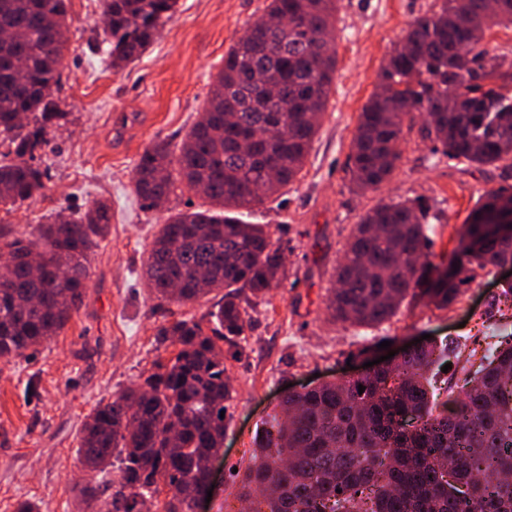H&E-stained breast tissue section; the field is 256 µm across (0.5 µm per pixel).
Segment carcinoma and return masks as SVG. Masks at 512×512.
Segmentation results:
<instances>
[{
	"instance_id": "obj_1",
	"label": "carcinoma",
	"mask_w": 512,
	"mask_h": 512,
	"mask_svg": "<svg viewBox=\"0 0 512 512\" xmlns=\"http://www.w3.org/2000/svg\"><path fill=\"white\" fill-rule=\"evenodd\" d=\"M99 34L112 65L139 58L177 0H102ZM416 19L381 69L351 143L352 179L376 190L400 159L406 121L427 117L432 151L490 166L512 158V74L485 48L486 31L512 27V0H440ZM337 0H270L224 55L179 155L158 142L134 175L149 205L179 186L210 208L168 216L145 263L156 298L185 303L224 291L210 312L213 335L180 319L158 330L177 351L143 382L98 405L82 428L89 473L116 468L81 489L96 512H135L171 493L162 512H194L207 451L223 447L220 412L232 392L224 349L239 353L249 323L242 303L287 279L282 246L238 210L295 181L326 110L336 57L328 38ZM0 208L41 192L43 172L23 160L49 144L65 116L50 98L68 45L67 0H0ZM111 206L62 212L39 237L0 242V359L50 341L81 307L88 256L109 232ZM512 193L485 194L458 230L448 263L430 252L427 214L413 200L381 202L353 225L327 301L331 319L362 326L389 320L404 300L455 302L476 272L512 262ZM38 258L39 273L31 259ZM459 342H426L349 381L291 391L254 438L252 463L233 474L249 512H512V344L460 367L461 390L442 403L430 388ZM365 387L364 392L358 386Z\"/></svg>"
}]
</instances>
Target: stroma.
<instances>
[{
    "instance_id": "35a3bbf8",
    "label": "stroma",
    "mask_w": 512,
    "mask_h": 512,
    "mask_svg": "<svg viewBox=\"0 0 512 512\" xmlns=\"http://www.w3.org/2000/svg\"><path fill=\"white\" fill-rule=\"evenodd\" d=\"M435 0H339L334 47L336 77L328 107L304 167L281 195L244 211L243 220L266 224L285 247L288 277L249 307L251 325L241 352L225 354L232 386L224 446L213 463L214 489L201 512H243L229 478L250 461L254 435L288 389L355 377L392 350L421 335L439 342L459 337L483 343L487 326L495 340L512 341V298L502 295V271L464 285L448 308L402 305L372 327L332 322L326 301L332 274L359 216L390 199H411L440 213L431 225L433 253L458 245V231L485 193L512 186V161L478 167L433 153L425 121L405 124L401 158L379 190L355 192L350 147L359 114L377 75L409 25ZM269 0H178L142 57L109 66L96 31L102 6L82 10L69 2L70 49L53 92L64 113L49 130L50 144L33 163L44 189L11 211L0 225L35 237L48 216L83 213L95 201L112 204L107 238L90 258L80 310L46 344L0 360V512L25 501L40 512H77V489L88 475L80 463L79 433L99 403L134 387L169 360L158 346L160 327L179 319L200 321L219 293L184 304L157 299L144 285L143 268L154 235L168 211L200 208L191 192L148 208L137 195L134 172L155 141L179 145L197 120L224 55L248 23L261 18Z\"/></svg>"
}]
</instances>
